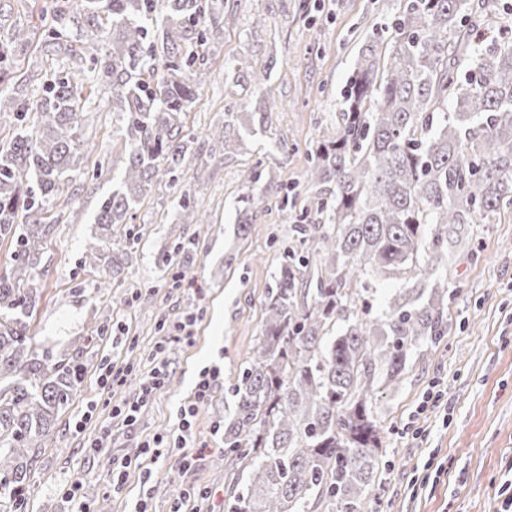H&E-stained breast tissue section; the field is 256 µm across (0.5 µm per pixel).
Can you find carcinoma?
<instances>
[{
    "label": "carcinoma",
    "mask_w": 512,
    "mask_h": 512,
    "mask_svg": "<svg viewBox=\"0 0 512 512\" xmlns=\"http://www.w3.org/2000/svg\"><path fill=\"white\" fill-rule=\"evenodd\" d=\"M194 0H81L86 47L43 19L48 51L68 66L21 102L0 89V119L16 133L0 144V240L14 244L0 269V499L30 487L53 423L83 380L84 348L40 357L31 318L40 298L43 245L63 192L87 160L84 94L111 79L128 163L122 190L94 218L82 265L119 273L134 248H112V229L157 183L176 180L190 136L182 114L196 91L186 67L199 42L186 25ZM472 0H406L386 62L370 41L358 53L336 135L322 139L305 174L316 216L295 226L309 261L288 250L265 302L224 424V512H361L380 466L382 440L369 409L374 388L448 334V284L425 282L448 263V229L491 220L512 206V41L471 28ZM27 42L18 29L0 65ZM160 78H155L157 72ZM404 277L389 310L374 316L355 278ZM343 321L336 335L330 322Z\"/></svg>",
    "instance_id": "1"
}]
</instances>
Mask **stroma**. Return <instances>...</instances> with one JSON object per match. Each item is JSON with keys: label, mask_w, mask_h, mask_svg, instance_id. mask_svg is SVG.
I'll return each mask as SVG.
<instances>
[{"label": "stroma", "mask_w": 512, "mask_h": 512, "mask_svg": "<svg viewBox=\"0 0 512 512\" xmlns=\"http://www.w3.org/2000/svg\"><path fill=\"white\" fill-rule=\"evenodd\" d=\"M66 0H0V41L18 29L28 43L5 71L7 92H37L46 70L62 61L46 52L43 14L64 18L79 38L77 13ZM224 18L211 27L206 0H198L190 25L207 38L204 64L191 68L197 97L183 116L194 136L183 180L151 187L115 227L113 247L136 237V252L111 287L93 292L99 274L82 267L93 218L117 188L128 148L109 109L88 112L85 133L103 164L92 162L72 177L68 206L43 213L56 230L43 248L47 269L31 322L41 355L57 361L86 346L87 371L69 407L55 423L21 504L9 512H75L61 487L76 480L86 500L105 512H129L149 489L150 512H224V418L233 411L232 388L261 334L264 304L275 286L282 256L299 244L293 216L315 214L314 191L303 180L315 141L336 131L344 94L360 46L374 29L391 23L403 0H221ZM268 69L267 91L243 72ZM278 103L264 123L243 127L238 113L261 109L266 95ZM220 125L223 138L204 136ZM287 152H280V143ZM261 195L247 232L239 212L249 195ZM189 199L209 223H185ZM455 262L441 269L448 281V333L425 355L413 354L399 381L379 386L371 402L382 439L381 464L363 512H507L512 506V207L487 224L460 232ZM194 314L192 344L170 346L168 377L135 431L117 425L111 404L132 399L154 366L156 341ZM132 367L125 385L100 401L105 363ZM216 365L223 376L200 407L193 437L205 454L191 467L177 458L153 466L150 485L130 469L113 492L106 460L132 454L139 440L172 430L177 410L194 394L200 369ZM112 441L104 454L89 448L104 429ZM209 488L210 498H183Z\"/></svg>", "instance_id": "obj_1"}]
</instances>
